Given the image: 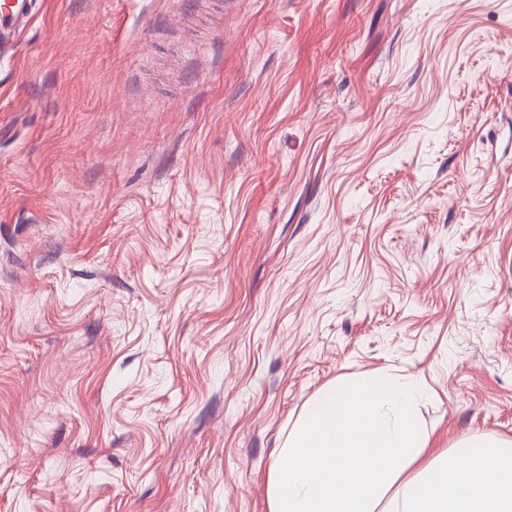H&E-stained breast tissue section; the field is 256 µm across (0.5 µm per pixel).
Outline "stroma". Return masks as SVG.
<instances>
[{
    "instance_id": "stroma-1",
    "label": "stroma",
    "mask_w": 512,
    "mask_h": 512,
    "mask_svg": "<svg viewBox=\"0 0 512 512\" xmlns=\"http://www.w3.org/2000/svg\"><path fill=\"white\" fill-rule=\"evenodd\" d=\"M512 440V0H38L0 51V512H269L347 375Z\"/></svg>"
}]
</instances>
